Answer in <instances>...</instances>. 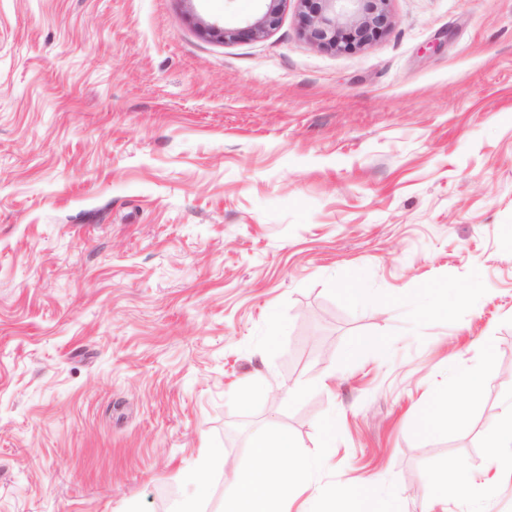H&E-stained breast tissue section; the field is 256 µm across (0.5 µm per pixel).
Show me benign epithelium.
Returning a JSON list of instances; mask_svg holds the SVG:
<instances>
[{
  "label": "benign epithelium",
  "mask_w": 512,
  "mask_h": 512,
  "mask_svg": "<svg viewBox=\"0 0 512 512\" xmlns=\"http://www.w3.org/2000/svg\"><path fill=\"white\" fill-rule=\"evenodd\" d=\"M264 10L241 27L199 22V31L226 42L256 40L274 29L286 0H262ZM299 26L313 46L351 53L381 39L393 26L389 0H298Z\"/></svg>",
  "instance_id": "7a95c632"
}]
</instances>
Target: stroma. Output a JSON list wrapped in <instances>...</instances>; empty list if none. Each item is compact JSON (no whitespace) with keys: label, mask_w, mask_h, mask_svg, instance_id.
<instances>
[{"label":"stroma","mask_w":512,"mask_h":512,"mask_svg":"<svg viewBox=\"0 0 512 512\" xmlns=\"http://www.w3.org/2000/svg\"><path fill=\"white\" fill-rule=\"evenodd\" d=\"M258 7L0 0V512H177L191 474L221 512L267 424L324 459L313 512L369 479L423 512L457 461L485 494L448 512H512L483 441L512 402V0H390L351 54L296 0L254 41L194 24ZM460 366L484 390L424 433Z\"/></svg>","instance_id":"stroma-1"}]
</instances>
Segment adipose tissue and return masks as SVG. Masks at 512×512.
<instances>
[{"label":"adipose tissue","mask_w":512,"mask_h":512,"mask_svg":"<svg viewBox=\"0 0 512 512\" xmlns=\"http://www.w3.org/2000/svg\"><path fill=\"white\" fill-rule=\"evenodd\" d=\"M485 377L475 370L455 374V393L439 392L429 398L431 414L424 423L433 435L447 428L449 421L463 415L462 396L482 391ZM253 464L248 471L234 474V493L225 499L223 512H293L300 497L315 498L307 476L322 465L321 459L299 456L287 434L257 429L250 440ZM453 481H435L428 494V512H447L449 492L476 497L481 486L464 463L452 466ZM335 512H401L396 495L380 493L368 484L353 492L341 493Z\"/></svg>","instance_id":"ef3b65f1"}]
</instances>
